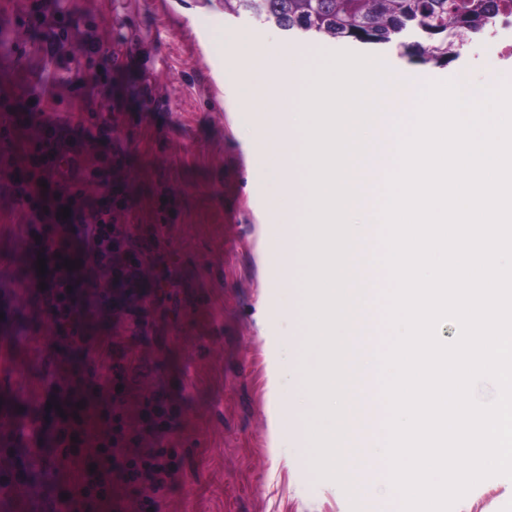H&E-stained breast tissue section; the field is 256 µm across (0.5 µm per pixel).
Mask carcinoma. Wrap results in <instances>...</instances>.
<instances>
[{
    "mask_svg": "<svg viewBox=\"0 0 512 512\" xmlns=\"http://www.w3.org/2000/svg\"><path fill=\"white\" fill-rule=\"evenodd\" d=\"M497 0H224V12L248 13L292 35L383 46L423 64L449 63L472 34L493 23Z\"/></svg>",
    "mask_w": 512,
    "mask_h": 512,
    "instance_id": "cac0c4a2",
    "label": "carcinoma"
}]
</instances>
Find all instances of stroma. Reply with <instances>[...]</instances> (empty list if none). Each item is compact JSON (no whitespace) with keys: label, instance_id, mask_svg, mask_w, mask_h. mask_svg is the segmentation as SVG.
Listing matches in <instances>:
<instances>
[{"label":"stroma","instance_id":"stroma-1","mask_svg":"<svg viewBox=\"0 0 512 512\" xmlns=\"http://www.w3.org/2000/svg\"><path fill=\"white\" fill-rule=\"evenodd\" d=\"M77 23L64 50L45 47L49 27L28 24V0H0L14 30L15 53L0 59V99L24 101L26 87L81 55L93 31L118 56L111 73L61 86L54 106L85 118L89 99L112 101V141L76 138L88 161L112 153V186L123 193L117 228L132 237L142 265L139 288L116 296L84 290V343L58 356L47 315L25 267L30 240L25 208L0 175V309L10 312L0 345V436L11 451L0 468L19 469L20 495L0 492V512H58L51 481L71 452L63 442L33 447L19 433L15 407L40 421L51 381L87 378L104 385L124 372L119 414L127 437L116 459L167 448L177 466L160 512H351L334 481L316 477L307 441L289 431L288 412L312 406L300 378L303 295L261 265L274 216L272 190L301 169L258 174L242 94L250 75L234 69L225 38L247 31L255 46L294 50L318 66L340 43L288 35L248 15H225L217 0H67ZM512 34L471 37L445 66L419 64L393 50L380 58L415 83L464 79L480 84L512 69L502 50ZM170 414L155 423L153 405ZM453 512H512V479L476 484Z\"/></svg>","mask_w":512,"mask_h":512}]
</instances>
